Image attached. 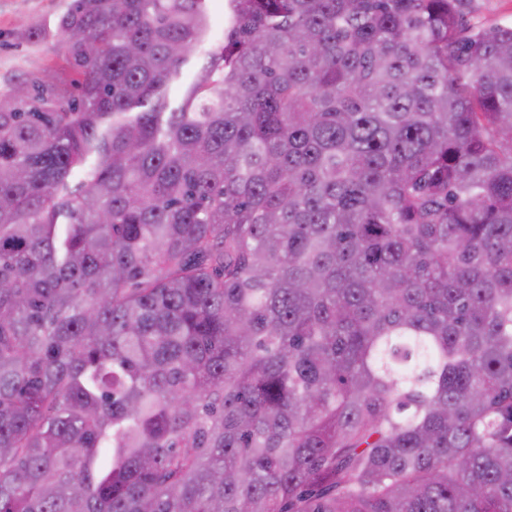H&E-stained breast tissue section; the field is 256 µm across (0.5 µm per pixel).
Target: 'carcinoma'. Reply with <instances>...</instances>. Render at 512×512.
<instances>
[{
  "label": "carcinoma",
  "instance_id": "carcinoma-1",
  "mask_svg": "<svg viewBox=\"0 0 512 512\" xmlns=\"http://www.w3.org/2000/svg\"><path fill=\"white\" fill-rule=\"evenodd\" d=\"M74 0L0 96V512H512V25ZM83 175L75 190L71 176ZM209 7L212 19L211 30L220 27L219 36L207 40L202 48H198L182 68L179 78L169 84L166 97L170 107H177L183 102L186 92L207 60V53L217 50L224 43V0H211Z\"/></svg>",
  "mask_w": 512,
  "mask_h": 512
}]
</instances>
